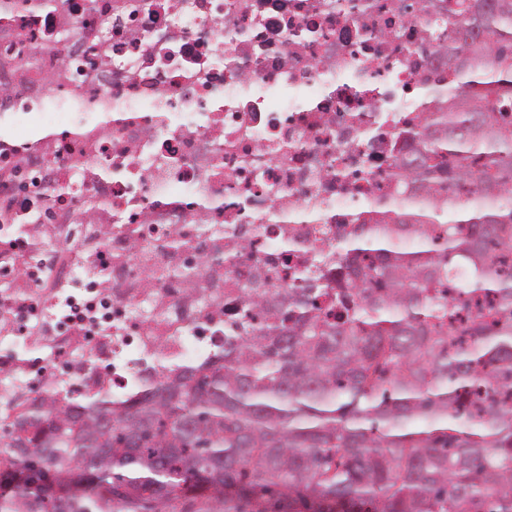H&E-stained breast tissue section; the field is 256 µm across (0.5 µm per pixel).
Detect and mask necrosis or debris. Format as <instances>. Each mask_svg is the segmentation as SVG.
I'll return each mask as SVG.
<instances>
[{
  "instance_id": "obj_1",
  "label": "necrosis or debris",
  "mask_w": 512,
  "mask_h": 512,
  "mask_svg": "<svg viewBox=\"0 0 512 512\" xmlns=\"http://www.w3.org/2000/svg\"><path fill=\"white\" fill-rule=\"evenodd\" d=\"M445 3L0 0V101L81 132L33 151L0 141L25 184L0 194V215L41 212L63 243L38 262L39 236L0 239V333L20 308L36 315L34 355H0V405L63 379L122 396L150 365L203 360L238 333L245 289L276 298L351 232L348 214L397 208V132L420 121ZM204 224L224 238L200 240ZM77 256L100 275L78 279ZM189 263L196 276L176 278Z\"/></svg>"
}]
</instances>
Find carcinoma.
Instances as JSON below:
<instances>
[{
  "mask_svg": "<svg viewBox=\"0 0 512 512\" xmlns=\"http://www.w3.org/2000/svg\"><path fill=\"white\" fill-rule=\"evenodd\" d=\"M391 211L312 289L123 399L0 415V512H512V0H454ZM247 316L265 300L249 290Z\"/></svg>",
  "mask_w": 512,
  "mask_h": 512,
  "instance_id": "obj_1",
  "label": "carcinoma"
}]
</instances>
